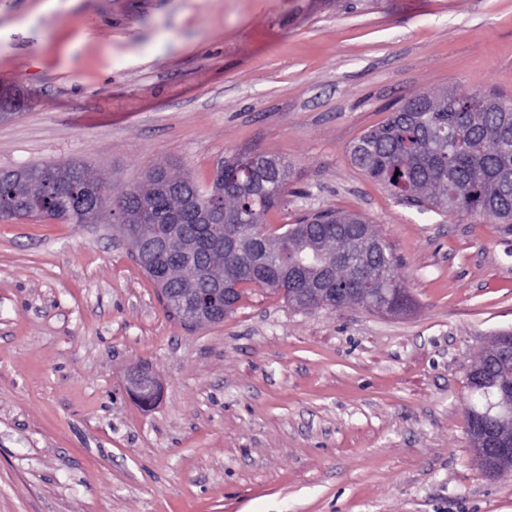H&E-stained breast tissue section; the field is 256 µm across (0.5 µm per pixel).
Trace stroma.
<instances>
[{"mask_svg":"<svg viewBox=\"0 0 512 512\" xmlns=\"http://www.w3.org/2000/svg\"><path fill=\"white\" fill-rule=\"evenodd\" d=\"M0 30V91L27 100L0 171L78 160L120 190L276 155L269 229L360 214L414 301L254 288L188 328L115 225L0 221V512H512L463 406L512 330V226L398 201L349 157L416 92L512 97V0H0Z\"/></svg>","mask_w":512,"mask_h":512,"instance_id":"1","label":"stroma"}]
</instances>
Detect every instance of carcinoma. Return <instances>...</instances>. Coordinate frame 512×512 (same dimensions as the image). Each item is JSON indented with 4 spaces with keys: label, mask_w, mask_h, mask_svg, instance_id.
<instances>
[{
    "label": "carcinoma",
    "mask_w": 512,
    "mask_h": 512,
    "mask_svg": "<svg viewBox=\"0 0 512 512\" xmlns=\"http://www.w3.org/2000/svg\"><path fill=\"white\" fill-rule=\"evenodd\" d=\"M350 154L356 167L399 199L512 224V99L454 90L415 94L360 136ZM261 157L247 189L235 185L234 175L245 178L251 152L224 160L207 185L156 166L139 185L118 194L111 180L91 174L81 162L25 165L20 172H0V220L113 222L125 236L143 224H158L203 239L208 252L158 250L145 272L153 281L164 279L170 303L179 305L183 289L203 287L201 273L212 264L232 289L218 322L235 311L248 286L280 292L299 309L343 307L344 298L357 297L360 288L382 289L394 307L411 304L384 240L356 214L318 212L278 234L259 235L289 177L288 163ZM510 381L511 359L485 365L481 381L470 387L467 423L484 411L487 396H501Z\"/></svg>",
    "instance_id": "obj_1"
}]
</instances>
